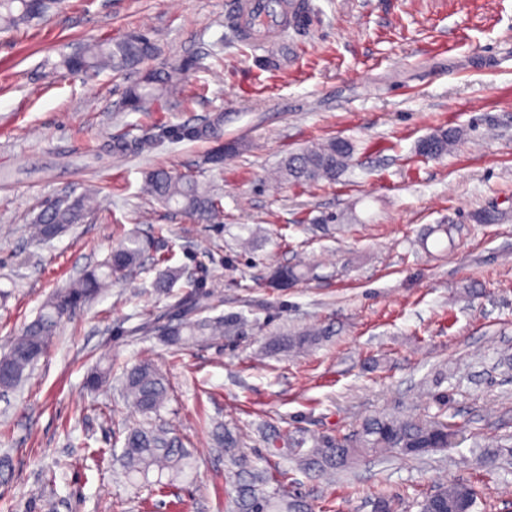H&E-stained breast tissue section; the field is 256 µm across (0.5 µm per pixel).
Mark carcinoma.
<instances>
[{"label":"carcinoma","mask_w":512,"mask_h":512,"mask_svg":"<svg viewBox=\"0 0 512 512\" xmlns=\"http://www.w3.org/2000/svg\"><path fill=\"white\" fill-rule=\"evenodd\" d=\"M62 0H0V31L44 19ZM149 37L140 32L124 38L96 42L78 55H65L60 64L73 71L99 69L122 70L140 63L154 54ZM184 67L168 66L146 71L140 81L129 87L124 102L137 109L142 102L158 99L174 87V75ZM224 128V117L214 126L192 128L182 137L192 141H208ZM457 130H441L428 137V143L417 146L427 157H442L458 139ZM354 147L351 142L334 138L316 146H308L285 156L277 176L290 184L303 185L318 181H334L349 166ZM143 194L206 224H221L224 207L221 198L204 189L198 180L164 168L145 174ZM94 195L83 193L48 207L35 219L33 236L38 240L55 237L66 226L79 223L93 209ZM154 241L137 234L128 235L113 248L105 262L89 269L65 288L51 294L36 318L25 325L13 340L8 352L0 356V390L9 391L19 385L35 362L47 350L61 322L85 306L113 281L129 277L143 267L145 255ZM307 270L301 265L281 266L270 276L274 288H288L305 279ZM184 276L181 268L167 266L157 270L154 287L171 288ZM192 291L173 305L170 329L164 333L167 342L177 348L221 338L229 332L224 317L202 315L198 309V281ZM327 336L324 330H302L274 336L266 343L272 352L301 351ZM110 367H96L87 376V387L94 390L106 383ZM121 392L127 403L143 415L157 414L169 400V384L162 371L149 361H140L125 370ZM457 431L444 414L397 416L379 414L364 419L352 435L336 437L290 438L277 429L263 433L264 453L260 466L241 451L242 440L235 428L226 424L216 428L214 442L224 451L225 477L232 487L224 512H309L305 501L288 495V470L271 464V458L295 459L306 471L317 477L333 476L344 471L362 455L386 456L390 453L419 457L456 444ZM121 458L130 474L168 473V480L186 475L192 468L191 455L181 439L161 424L147 421L127 430ZM476 492L464 483H442L419 503L420 512H448V506L459 501L470 509L476 507Z\"/></svg>","instance_id":"carcinoma-1"}]
</instances>
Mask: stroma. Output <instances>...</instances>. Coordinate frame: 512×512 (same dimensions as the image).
<instances>
[{
	"label": "stroma",
	"mask_w": 512,
	"mask_h": 512,
	"mask_svg": "<svg viewBox=\"0 0 512 512\" xmlns=\"http://www.w3.org/2000/svg\"><path fill=\"white\" fill-rule=\"evenodd\" d=\"M306 2L307 25L258 48L227 22L237 0H63L47 22L0 32V353L131 233L162 231L155 255L202 281L205 315L241 320L223 340L166 345L159 331L184 288H154L150 263L65 319L22 386L0 394V512H222L216 424L241 427L253 456L266 426L335 436L376 414L441 411L465 428L455 447L366 456L329 480L292 463L289 492L312 512H372L385 490L396 512H418L434 486L458 482L476 487L478 512H512V374L499 365L512 357V0ZM134 30L157 48L144 66L58 65ZM271 53L282 71L261 66ZM186 59L193 68L163 101L123 108L143 68ZM216 112L234 146L221 166L208 163L209 144L173 137L144 153L107 150L111 138L135 143ZM450 128L462 136L447 155L418 154L421 139ZM333 137L354 146L336 181L277 178L286 153ZM155 167L221 196L223 223L148 201L143 173ZM88 189L94 213L31 239L42 207ZM481 211L495 222L478 223ZM313 224L337 231L316 235ZM437 224L457 226L453 245L420 244ZM300 259L307 280L266 287L272 267ZM314 325L330 336L309 351L265 352L267 336ZM143 357L171 382L159 421L194 462L162 494L120 461L142 416L116 377ZM99 365L114 379L88 392ZM496 447V466H485L482 450Z\"/></svg>",
	"instance_id": "1"
}]
</instances>
